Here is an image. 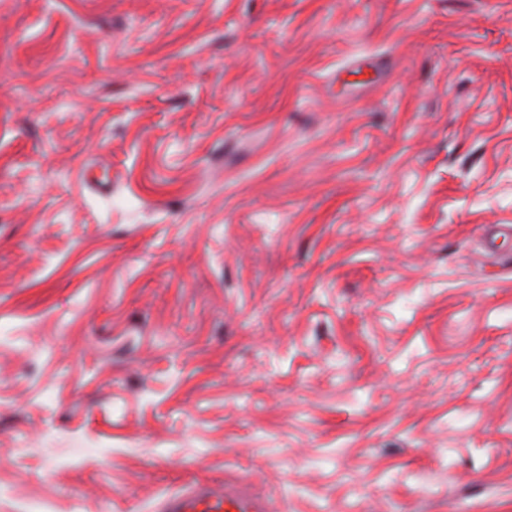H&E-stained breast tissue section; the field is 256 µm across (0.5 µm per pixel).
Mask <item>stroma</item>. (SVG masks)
<instances>
[{"label": "stroma", "mask_w": 512, "mask_h": 512, "mask_svg": "<svg viewBox=\"0 0 512 512\" xmlns=\"http://www.w3.org/2000/svg\"><path fill=\"white\" fill-rule=\"evenodd\" d=\"M512 0H0V512H512ZM160 512H269L267 502L246 487L198 483L168 494Z\"/></svg>", "instance_id": "obj_1"}]
</instances>
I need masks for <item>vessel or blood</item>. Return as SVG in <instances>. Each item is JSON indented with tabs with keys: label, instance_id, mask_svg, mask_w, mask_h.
Returning <instances> with one entry per match:
<instances>
[{
	"label": "vessel or blood",
	"instance_id": "vessel-or-blood-1",
	"mask_svg": "<svg viewBox=\"0 0 512 512\" xmlns=\"http://www.w3.org/2000/svg\"><path fill=\"white\" fill-rule=\"evenodd\" d=\"M159 512H269V507L246 487L198 483L168 494Z\"/></svg>",
	"mask_w": 512,
	"mask_h": 512
}]
</instances>
